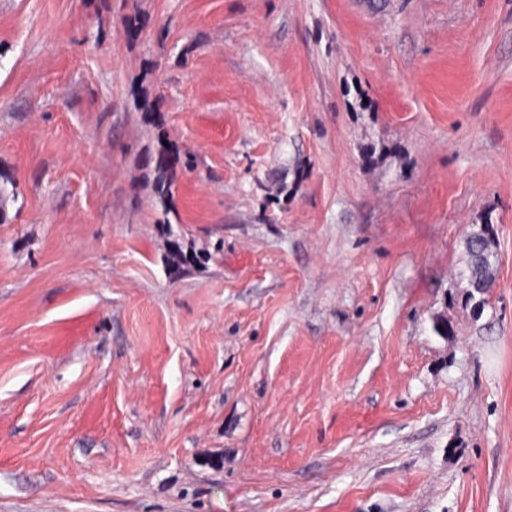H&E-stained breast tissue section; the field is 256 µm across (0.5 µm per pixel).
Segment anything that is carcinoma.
Returning a JSON list of instances; mask_svg holds the SVG:
<instances>
[{"mask_svg":"<svg viewBox=\"0 0 512 512\" xmlns=\"http://www.w3.org/2000/svg\"><path fill=\"white\" fill-rule=\"evenodd\" d=\"M175 167L176 159L165 151L160 152L154 159V170L159 186V203L164 210L167 209L169 199L173 195ZM467 251L469 262L463 271V277L467 280L468 289L464 302L479 308L493 288L498 261L494 240L488 235L486 225L482 224L468 234Z\"/></svg>","mask_w":512,"mask_h":512,"instance_id":"obj_1","label":"carcinoma"}]
</instances>
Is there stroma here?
<instances>
[{
	"label": "stroma",
	"mask_w": 512,
	"mask_h": 512,
	"mask_svg": "<svg viewBox=\"0 0 512 512\" xmlns=\"http://www.w3.org/2000/svg\"><path fill=\"white\" fill-rule=\"evenodd\" d=\"M0 177V512H512V0H0ZM176 159L173 158L170 154L165 151H161L154 159V170L157 174L158 181V194H159V203L161 205L162 211L164 212V220L163 223H168V214L171 212L170 210H166L169 199L173 195V185L175 183V167H176ZM493 224H480L477 230H472L467 236V251L469 262L462 275L467 280L468 286L464 302L479 308L484 304L485 297L493 288L495 269L498 255L495 250L494 240L488 235L486 226ZM481 286L485 288L483 294L477 295L473 288Z\"/></svg>",
	"instance_id": "obj_1"
}]
</instances>
